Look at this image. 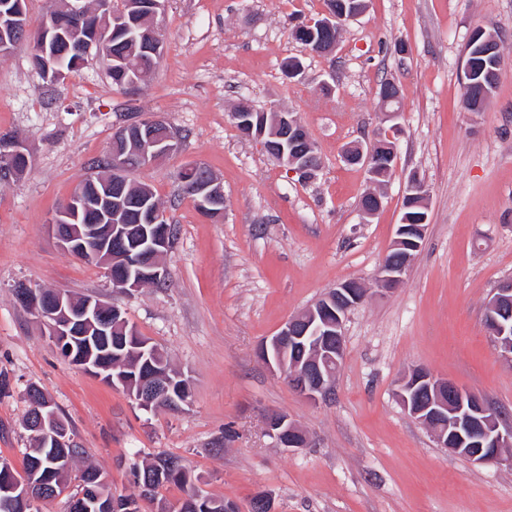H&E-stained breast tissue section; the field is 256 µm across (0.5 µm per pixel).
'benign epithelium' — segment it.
<instances>
[{
    "instance_id": "obj_1",
    "label": "benign epithelium",
    "mask_w": 512,
    "mask_h": 512,
    "mask_svg": "<svg viewBox=\"0 0 512 512\" xmlns=\"http://www.w3.org/2000/svg\"><path fill=\"white\" fill-rule=\"evenodd\" d=\"M165 9V0H128L118 11L112 10V0H99L97 12L101 13L100 29L107 31L115 23L131 32L132 50L129 57L110 56V67L122 71L132 70L129 85H138L143 76L142 60L158 55L162 40L157 18ZM366 4L349 8H334L325 12L320 26L341 28L357 19ZM16 18L10 11L0 13V57L28 38L44 35L49 38L51 28L42 24L40 29L28 25L7 23L4 18ZM238 130L247 138L256 137L266 151L287 171L304 179L312 170L315 154L299 147L310 138L305 127L293 112L273 109L270 112V131L254 135L251 122L245 112H234ZM180 144L175 130L165 118L150 115L120 127L112 136L108 156V173L93 174L85 180L93 188H102L98 204L88 200L84 186L75 189L70 198L53 214L49 225L54 230L60 247L79 258H92L119 274L111 276L112 287L122 291H135L152 282L165 283L166 271L160 258L168 252L173 242V227L162 223L163 213L153 205L152 191L143 186L139 192V206L144 214V224H107L112 218V204L122 206L123 190L127 174L136 161L151 165L174 152ZM389 160L395 159V145L381 137L363 145L349 146L346 157L359 163H368L377 152ZM28 160L23 144L14 137L0 141V179L18 175L22 162ZM198 205L205 210L224 199L223 187L210 178L196 185ZM429 191L419 179L408 180L404 202L409 208L428 210ZM93 211L98 224H69L72 211ZM427 215H403L397 225L393 248L404 254V261L393 266L383 263L377 273V281L391 291L398 286L422 245L427 227ZM369 289L356 280H347L330 289L312 307L291 316L280 331L264 340L258 351L259 358L274 372L283 375L298 396L319 401L330 395L336 372L344 355V325L349 313L367 298ZM17 299L46 330L52 345L60 353L69 352L66 342L74 336H108L112 334V316H121V310L103 304L94 296L83 299L81 304L65 291L55 289L51 295L43 290L25 286L18 290ZM485 323L495 339L501 355L512 361V281L502 283L486 303ZM396 397L404 410L414 419L427 426L437 444L466 457L474 464L504 463L512 467V455L504 451L512 447V425H503L502 411L488 399L461 389L445 377L416 368L409 372L396 391ZM51 402L38 400L36 414L30 427L44 442L53 448L69 445L68 436L50 411ZM266 431L280 448H302L307 437L284 413L270 414ZM0 507L10 508L16 501L34 504L27 482L16 481L5 490Z\"/></svg>"
}]
</instances>
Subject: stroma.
<instances>
[{
    "mask_svg": "<svg viewBox=\"0 0 512 512\" xmlns=\"http://www.w3.org/2000/svg\"><path fill=\"white\" fill-rule=\"evenodd\" d=\"M323 10V0H168L163 54L131 91L113 85L98 53L61 82L36 73L29 45L0 59V133L18 136L30 158L20 180L0 181V372L10 381L0 393V461L23 467L33 384L118 495L141 493L133 462L173 455L199 489L241 512L261 490L272 491L276 512H512L511 467L439 447L396 398L405 372L423 367L512 422V362L484 324L487 300L512 280V0H368L319 57L291 29ZM478 29L495 36L504 62L493 96L471 114L463 65ZM288 57L303 62L302 78L285 75ZM385 80L401 92L394 126L381 115ZM244 99L298 116L321 157L314 179L300 181L240 135L231 114ZM136 113L160 115L180 135L176 152L128 174L151 185L176 233L166 287L125 293L104 266L61 249L48 220ZM379 133L396 141L395 171L366 220L367 174L343 152ZM191 162L223 184V215L205 218L182 195L178 173ZM412 173L429 189V223L407 275L385 292L375 275ZM349 279L370 293L345 322L331 395L312 403L257 350ZM23 285L119 307L188 379L186 411L140 409L64 360L18 303ZM274 412L307 434L306 447L274 444Z\"/></svg>",
    "mask_w": 512,
    "mask_h": 512,
    "instance_id": "1",
    "label": "stroma"
}]
</instances>
